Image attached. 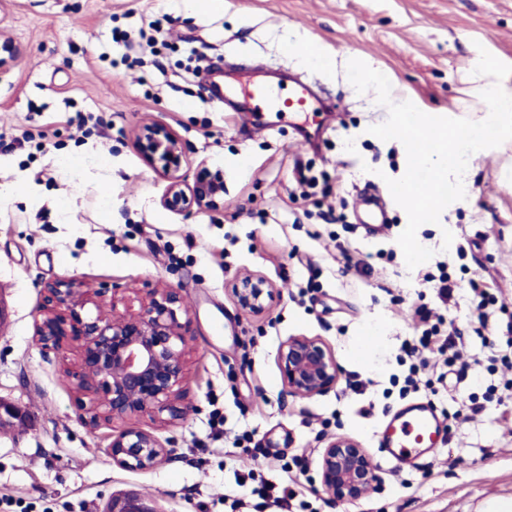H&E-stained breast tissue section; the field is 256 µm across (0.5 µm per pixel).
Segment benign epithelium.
<instances>
[{
	"instance_id": "7a95c632",
	"label": "benign epithelium",
	"mask_w": 512,
	"mask_h": 512,
	"mask_svg": "<svg viewBox=\"0 0 512 512\" xmlns=\"http://www.w3.org/2000/svg\"><path fill=\"white\" fill-rule=\"evenodd\" d=\"M16 59L12 41L0 37V74ZM135 140L153 163L162 164L169 184L162 206L174 213L200 212L224 206V178L202 168L193 183L178 175L185 145L181 138L156 120H145ZM44 308L35 336L46 346L65 353L74 348L79 356L73 376L76 389L91 396L92 406L79 414L90 428L128 420L140 414L168 412L170 419L184 416L178 405L179 385L186 370L188 344L177 318L182 307L180 289L166 284L141 300L139 311L106 319L101 313L84 312L87 299L74 281L57 280L44 286ZM240 309L260 315L272 298L270 284L262 277L245 276L233 284ZM282 381L288 394L312 398L335 388L341 369L330 347L318 337L290 336L277 354ZM26 413L0 400V428L23 427ZM169 449L154 433L127 425L112 436V462L124 469L146 470L157 465ZM320 483L325 492L340 500L357 501L371 489L376 474L364 448L349 437L337 436L322 449ZM103 512H161L143 499L125 493L114 495Z\"/></svg>"
}]
</instances>
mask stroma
Here are the masks:
<instances>
[{
    "mask_svg": "<svg viewBox=\"0 0 512 512\" xmlns=\"http://www.w3.org/2000/svg\"><path fill=\"white\" fill-rule=\"evenodd\" d=\"M159 17L164 41L146 67L122 64L129 49L113 30ZM0 30L17 59L0 79V399L30 415L25 430H0V512H98L125 492L163 512H227L245 494L241 475L279 479L297 456L315 512H497L512 502V373L500 361L512 350V140L478 151L465 199L417 230L432 257L408 268L397 242L407 214L385 193L407 157L400 141L370 134L388 110L374 91L357 93L346 72L350 59L363 60L389 79L393 101L477 120L493 83L474 72L480 50L512 65V0H219L206 14L190 0H0ZM303 42L317 61H301ZM211 66L237 100L256 83L287 93L296 74L340 113L233 111L196 73ZM148 118L182 138L185 181L203 166L223 175V208L162 207L168 177L135 143ZM298 162L327 187L301 193ZM366 189L383 193L390 218L376 235L352 219ZM331 209L348 223H324ZM443 270L456 283L445 301L427 281ZM247 275L274 288L263 315L244 313L231 291ZM67 278L85 291L86 313L110 319L137 312L150 289L181 292L190 350L180 393L191 411L166 423L134 417L171 450L151 469L113 464L111 428L77 418L68 376L76 353L34 336L44 285ZM472 279L495 299L482 336L473 332ZM421 305L432 322L461 330L454 365L434 345L413 358L403 351L422 333ZM370 333L377 349L356 356ZM298 335L331 348L335 389L288 395L277 352ZM417 358L426 363L420 381L447 414L448 444L399 471L380 459L375 433L427 398L401 392ZM215 410L224 423L213 428ZM243 432L265 458L234 447ZM337 436L359 442L377 476L355 502L332 500L319 482L321 450Z\"/></svg>",
    "mask_w": 512,
    "mask_h": 512,
    "instance_id": "obj_1",
    "label": "stroma"
}]
</instances>
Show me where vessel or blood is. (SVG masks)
I'll list each match as a JSON object with an SVG mask.
<instances>
[{
  "mask_svg": "<svg viewBox=\"0 0 512 512\" xmlns=\"http://www.w3.org/2000/svg\"><path fill=\"white\" fill-rule=\"evenodd\" d=\"M254 102L282 107L291 112L308 111L311 105L310 92L306 86H298L286 99H279L258 91L252 96ZM358 223L371 231H383L388 216L378 193L363 192L356 207ZM448 440V424L431 402L418 401L395 413L383 427L378 447L382 453L400 463L411 465L420 457L423 449L439 448Z\"/></svg>",
  "mask_w": 512,
  "mask_h": 512,
  "instance_id": "b4317fda",
  "label": "vessel or blood"
}]
</instances>
